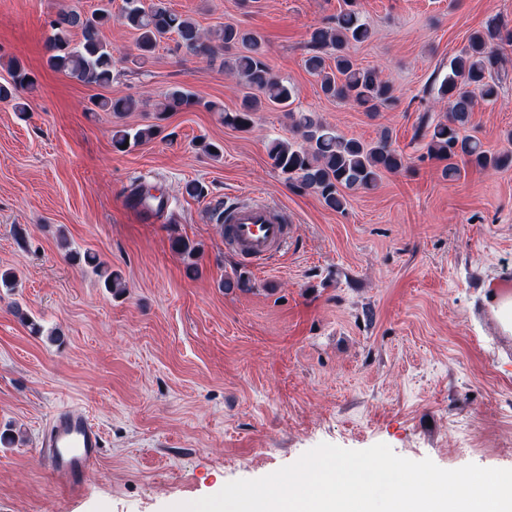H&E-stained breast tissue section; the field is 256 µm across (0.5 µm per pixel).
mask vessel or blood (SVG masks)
<instances>
[{"label": "vessel or blood", "mask_w": 512, "mask_h": 512, "mask_svg": "<svg viewBox=\"0 0 512 512\" xmlns=\"http://www.w3.org/2000/svg\"><path fill=\"white\" fill-rule=\"evenodd\" d=\"M230 246L247 265L262 268L288 248V226L276 207L243 203L224 212ZM490 322L494 339L503 349L512 348V289L495 291ZM104 438L91 420L60 406L52 412L43 431L40 454L55 480L77 490L82 477L99 462Z\"/></svg>", "instance_id": "obj_1"}]
</instances>
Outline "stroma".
<instances>
[{
	"label": "stroma",
	"mask_w": 512,
	"mask_h": 512,
	"mask_svg": "<svg viewBox=\"0 0 512 512\" xmlns=\"http://www.w3.org/2000/svg\"><path fill=\"white\" fill-rule=\"evenodd\" d=\"M99 2L0 0V80L14 58L38 80L26 116L0 103V270L16 274L0 287V432L16 437L0 445V512H166L322 443H384L444 469H512V357L479 314L487 284L512 278V167L469 166L451 182L414 137L422 113L447 115L437 81L449 61L491 19L512 25V0H356L371 37L350 53L382 69L399 99L375 114L325 97L304 67L309 32L344 0H166L201 29L233 23L261 35L299 110L349 138L389 131L407 170L348 192L342 213L273 168L267 141L292 139L287 113L258 112L250 132L224 124L241 92L220 62L163 43L138 67L136 34L115 19L102 30L125 58L112 87L48 69L49 20ZM498 50L500 97L477 105L467 128L493 152L512 131V44ZM175 86L202 106L115 151L113 127L154 123ZM118 94L145 103L120 118L93 110V99ZM205 141L222 146L220 160ZM190 181L201 196L185 193ZM140 183L168 209L133 206ZM251 201L287 213L290 243L270 268L248 271L213 209ZM175 235L199 245L198 274L172 251ZM72 251L98 254L125 294L113 297ZM243 270L251 290L224 292V278ZM61 405L104 435L102 461L76 493L39 454Z\"/></svg>",
	"instance_id": "stroma-1"
}]
</instances>
